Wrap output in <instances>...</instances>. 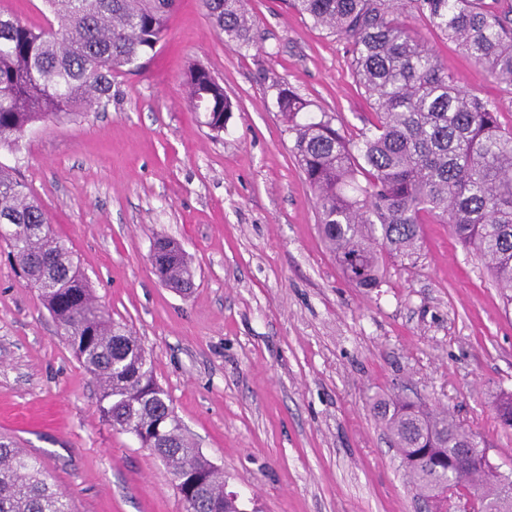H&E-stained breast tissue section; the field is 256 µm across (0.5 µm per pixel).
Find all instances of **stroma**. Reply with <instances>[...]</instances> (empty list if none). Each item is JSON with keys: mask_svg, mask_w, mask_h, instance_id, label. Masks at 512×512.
Here are the masks:
<instances>
[{"mask_svg": "<svg viewBox=\"0 0 512 512\" xmlns=\"http://www.w3.org/2000/svg\"><path fill=\"white\" fill-rule=\"evenodd\" d=\"M254 42L225 40L201 0H180L164 40L106 107L34 125L0 150L65 240L94 294L150 357L186 433L245 512H426L371 409L392 394L447 410L512 470V303L448 224L424 216L415 265L382 287L343 276L276 99L289 87L350 139L371 101L345 39L288 0H247ZM469 92L489 74L412 22ZM206 67L234 108L204 126L184 89ZM184 250L194 286L155 275L158 237ZM97 385L0 241V437L43 462L74 512H185L164 463L97 410Z\"/></svg>", "mask_w": 512, "mask_h": 512, "instance_id": "stroma-1", "label": "stroma"}]
</instances>
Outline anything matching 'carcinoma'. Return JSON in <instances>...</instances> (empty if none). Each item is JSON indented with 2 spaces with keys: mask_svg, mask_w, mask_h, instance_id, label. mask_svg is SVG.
Instances as JSON below:
<instances>
[{
  "mask_svg": "<svg viewBox=\"0 0 512 512\" xmlns=\"http://www.w3.org/2000/svg\"><path fill=\"white\" fill-rule=\"evenodd\" d=\"M46 25L33 28L0 15V149L19 148L37 123L70 119L112 97V75L136 72L164 39L176 0H43ZM219 32L241 47L253 42L244 0H202ZM314 25L344 37L352 66L375 110L373 129L357 141L332 119L297 122L311 103L290 89L277 107L294 133L292 152L308 183L319 231L345 277L357 288L382 283L387 257L415 264L420 224L429 214L489 265L512 289V128L502 102L466 91L444 71L405 22L417 15L512 90V3L486 0H292ZM187 101L205 125L224 130L232 102L210 71L194 65ZM0 224L44 225L8 241L27 281L57 322L98 388V409L112 427L139 432L141 447L168 467L186 512H241L224 494V475L180 426L154 379L144 349L98 303L64 240L48 224L26 183L0 164ZM163 283L187 291L192 272L173 241L155 242ZM401 467L417 495L434 501L453 484L470 512H512V486L490 464L470 472L448 468L462 448H479L445 410L401 397L372 398ZM0 512H73L38 458L0 440Z\"/></svg>",
  "mask_w": 512,
  "mask_h": 512,
  "instance_id": "1",
  "label": "carcinoma"
}]
</instances>
